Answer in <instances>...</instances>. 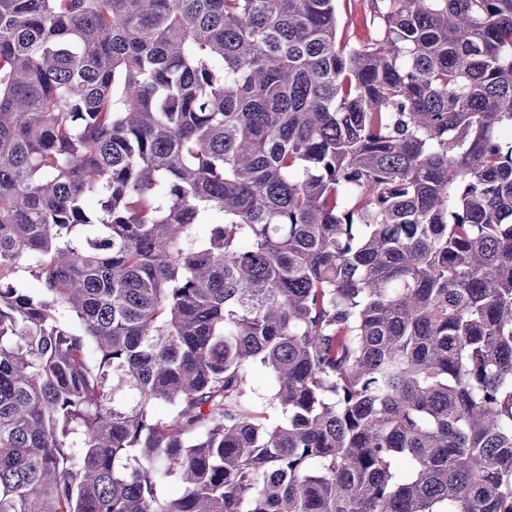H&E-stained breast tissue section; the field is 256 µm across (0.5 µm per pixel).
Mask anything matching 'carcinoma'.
<instances>
[{"instance_id":"1","label":"carcinoma","mask_w":512,"mask_h":512,"mask_svg":"<svg viewBox=\"0 0 512 512\" xmlns=\"http://www.w3.org/2000/svg\"><path fill=\"white\" fill-rule=\"evenodd\" d=\"M368 3L0 0V512H512V0ZM340 33L351 44H363L374 35L369 23V11L366 2H356L351 10L343 11L340 17ZM249 385L253 400L261 404L267 400L272 391L271 374L265 367L256 364L251 370Z\"/></svg>"}]
</instances>
